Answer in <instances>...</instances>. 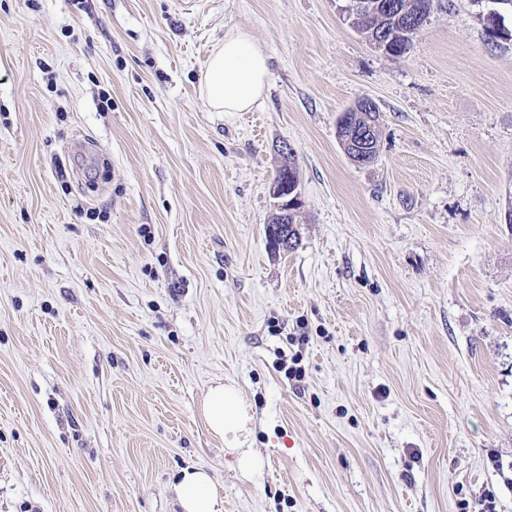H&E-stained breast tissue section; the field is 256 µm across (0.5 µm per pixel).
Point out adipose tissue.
Here are the masks:
<instances>
[{
	"mask_svg": "<svg viewBox=\"0 0 512 512\" xmlns=\"http://www.w3.org/2000/svg\"><path fill=\"white\" fill-rule=\"evenodd\" d=\"M269 75L263 49L242 30L228 32L223 45L211 54L201 72L200 92L208 107L217 112H245L262 97ZM201 413L209 431L235 451L242 472L259 466L248 451L239 449L249 415L237 391L229 385L211 387L205 395ZM182 512H223L224 498L211 476L204 470L183 471L175 487Z\"/></svg>",
	"mask_w": 512,
	"mask_h": 512,
	"instance_id": "1",
	"label": "adipose tissue"
}]
</instances>
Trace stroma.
<instances>
[{
  "instance_id": "stroma-1",
  "label": "stroma",
  "mask_w": 512,
  "mask_h": 512,
  "mask_svg": "<svg viewBox=\"0 0 512 512\" xmlns=\"http://www.w3.org/2000/svg\"><path fill=\"white\" fill-rule=\"evenodd\" d=\"M346 3L0 0V512H181L188 468L224 512H512V40L442 0L389 57ZM233 30L268 87L214 112ZM365 97L362 166L336 123ZM218 383L253 473L202 419ZM268 75L263 49L245 31H230L201 72L200 92L216 112H245L263 96ZM270 193L273 198L278 200L277 208L282 212V224L288 227V235L290 239H296V233L293 228L294 214L290 216L295 209L299 208V196L296 187L288 188V184L282 177H276L270 186ZM286 228L284 226L273 227L269 226L267 229L268 244L272 249L280 250L282 241L288 238Z\"/></svg>"
}]
</instances>
